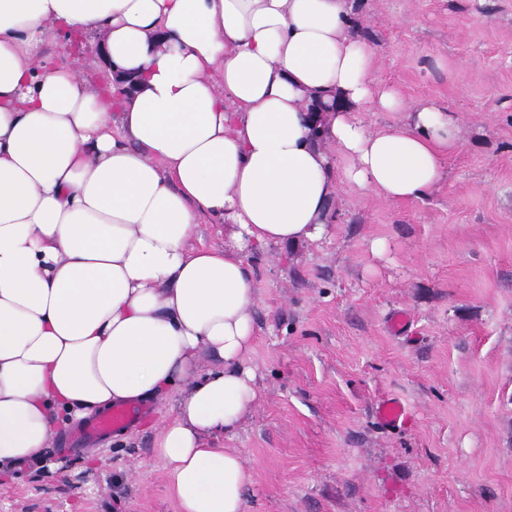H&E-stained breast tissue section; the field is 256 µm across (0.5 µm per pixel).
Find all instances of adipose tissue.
<instances>
[{"mask_svg":"<svg viewBox=\"0 0 512 512\" xmlns=\"http://www.w3.org/2000/svg\"><path fill=\"white\" fill-rule=\"evenodd\" d=\"M352 8L0 0V468L174 390L154 448L178 512H242L251 473L207 439L259 396L249 254L321 239L344 185L426 196L457 145V114L376 81ZM93 35L106 83L43 52ZM371 111L405 118L371 130ZM206 217L224 247L194 245Z\"/></svg>","mask_w":512,"mask_h":512,"instance_id":"obj_1","label":"adipose tissue"}]
</instances>
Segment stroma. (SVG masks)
Segmentation results:
<instances>
[{
  "instance_id": "stroma-1",
  "label": "stroma",
  "mask_w": 512,
  "mask_h": 512,
  "mask_svg": "<svg viewBox=\"0 0 512 512\" xmlns=\"http://www.w3.org/2000/svg\"><path fill=\"white\" fill-rule=\"evenodd\" d=\"M355 22L383 84L459 115L458 145L428 197L347 189L320 241L251 253L260 396L211 444L252 473L243 512H512V0H355ZM384 397L407 423L379 424ZM176 400L74 456L57 435L0 474V512H177L153 448Z\"/></svg>"
}]
</instances>
